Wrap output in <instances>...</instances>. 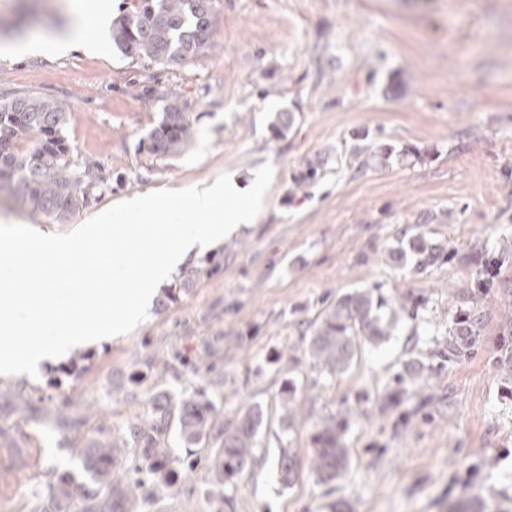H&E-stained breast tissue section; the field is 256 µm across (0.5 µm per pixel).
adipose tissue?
I'll use <instances>...</instances> for the list:
<instances>
[{
  "label": "adipose tissue",
  "instance_id": "adipose-tissue-1",
  "mask_svg": "<svg viewBox=\"0 0 512 512\" xmlns=\"http://www.w3.org/2000/svg\"><path fill=\"white\" fill-rule=\"evenodd\" d=\"M70 30L54 37H30L0 44V57L20 58L32 55L64 56L72 52L102 53L106 41L90 42L85 33L90 27L108 28L112 19L111 0H74Z\"/></svg>",
  "mask_w": 512,
  "mask_h": 512
}]
</instances>
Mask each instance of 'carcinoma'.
Here are the masks:
<instances>
[{"label": "carcinoma", "mask_w": 512, "mask_h": 512, "mask_svg": "<svg viewBox=\"0 0 512 512\" xmlns=\"http://www.w3.org/2000/svg\"><path fill=\"white\" fill-rule=\"evenodd\" d=\"M214 0H128L127 11L112 21V46L122 55L162 66H184L209 47L215 33ZM66 113L61 105L39 94L24 93L0 101V189L28 204L33 210L67 221L87 205L96 180L85 169L70 175V146L62 134ZM193 122L183 103L169 97L160 121L148 134L145 149L152 154L174 156L192 140ZM409 249L398 250L406 259L412 253L414 271L421 272L448 258V248L415 235ZM406 311L371 290H356L336 299L315 326L309 354L315 363L331 373L344 372L352 364L361 342L377 343L389 335ZM459 324L467 335L448 342V356H458L478 330L477 319L465 313ZM176 416L179 434L189 444H199L216 428L211 403L184 400L177 413L168 410L148 425L131 432L132 443L141 445L148 467L154 472H170L173 462L163 438L171 416ZM350 416L331 413L313 424L310 466L319 480L331 482L346 466L347 449L343 436ZM259 412L248 410L231 427L220 429V446L211 456L210 471L217 483L233 485L234 479L252 462ZM85 477L68 475L49 486L46 512H113L114 497H129L112 479L115 466L112 443L82 448ZM281 479L291 482L295 474V453L284 448L278 459Z\"/></svg>", "instance_id": "cac0c4a2"}]
</instances>
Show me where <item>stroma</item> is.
<instances>
[{
	"label": "stroma",
	"instance_id": "obj_1",
	"mask_svg": "<svg viewBox=\"0 0 512 512\" xmlns=\"http://www.w3.org/2000/svg\"><path fill=\"white\" fill-rule=\"evenodd\" d=\"M69 3L0 0V42L34 15L61 29ZM215 16L211 46L181 67L113 49L0 59V100L57 101L70 168L100 176L68 222L2 192L0 223L67 232L125 198L273 169L257 223L193 260L189 292L91 348L87 371L59 386L48 363L34 378L0 376V512H43L50 484L81 477L78 449L106 442L122 448L116 477L138 485L124 512H512V0H215ZM170 95L194 136L179 155L152 154L142 142ZM282 112L293 123L278 137ZM311 168L316 179L297 188ZM417 233L451 261L421 273L398 261V238ZM478 243L499 273L456 299L480 270ZM357 289L412 306L332 374L308 343L324 310ZM463 309L480 318L476 343L443 358ZM184 399L210 402L226 424L261 411L233 489L211 479L215 440L184 443L169 424L165 476L129 445L157 405ZM339 411L348 463L324 484L310 468L313 424ZM285 446L298 458L288 486Z\"/></svg>",
	"mask_w": 512,
	"mask_h": 512
}]
</instances>
